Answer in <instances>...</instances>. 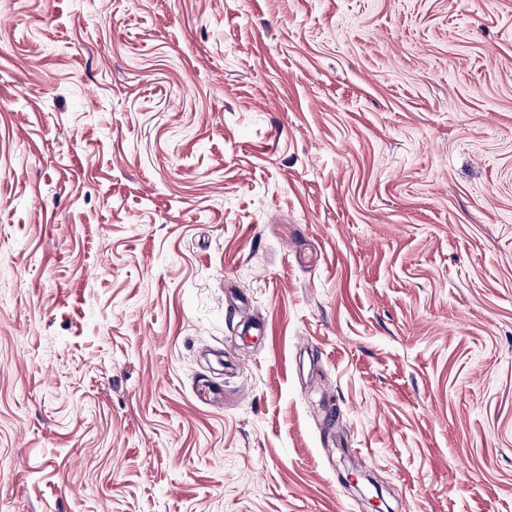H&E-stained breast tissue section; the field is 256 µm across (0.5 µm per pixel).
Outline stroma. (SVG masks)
<instances>
[{"label":"stroma","mask_w":512,"mask_h":512,"mask_svg":"<svg viewBox=\"0 0 512 512\" xmlns=\"http://www.w3.org/2000/svg\"><path fill=\"white\" fill-rule=\"evenodd\" d=\"M512 512V0H0V512Z\"/></svg>","instance_id":"1"}]
</instances>
